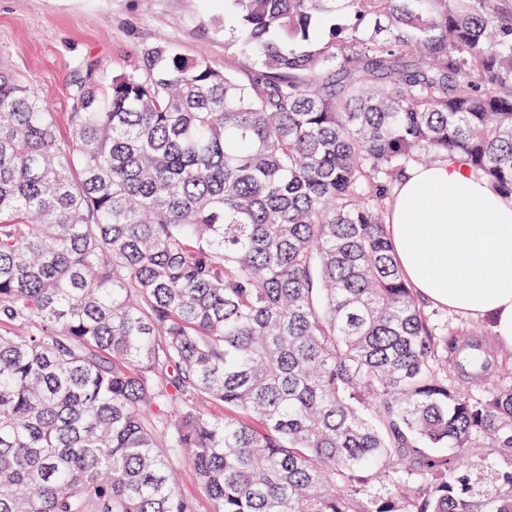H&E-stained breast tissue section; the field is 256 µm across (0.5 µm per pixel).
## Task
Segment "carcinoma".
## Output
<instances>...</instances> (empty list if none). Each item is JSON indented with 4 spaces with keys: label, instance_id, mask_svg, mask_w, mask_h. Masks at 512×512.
<instances>
[{
    "label": "carcinoma",
    "instance_id": "cac0c4a2",
    "mask_svg": "<svg viewBox=\"0 0 512 512\" xmlns=\"http://www.w3.org/2000/svg\"><path fill=\"white\" fill-rule=\"evenodd\" d=\"M219 70L155 42L0 71V512H512V384L459 359L387 232L414 166L512 201V0H224ZM220 406L223 416L210 413ZM173 467L182 493L197 500V512H209L210 505L200 490L193 467L183 459L174 460Z\"/></svg>",
    "mask_w": 512,
    "mask_h": 512
}]
</instances>
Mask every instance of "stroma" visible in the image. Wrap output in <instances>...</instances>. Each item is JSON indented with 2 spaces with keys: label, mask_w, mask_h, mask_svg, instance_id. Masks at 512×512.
<instances>
[{
  "label": "stroma",
  "mask_w": 512,
  "mask_h": 512,
  "mask_svg": "<svg viewBox=\"0 0 512 512\" xmlns=\"http://www.w3.org/2000/svg\"><path fill=\"white\" fill-rule=\"evenodd\" d=\"M230 35L224 0H0V69L49 100L62 141L70 83L91 63L128 70L161 40L220 69Z\"/></svg>",
  "instance_id": "stroma-1"
}]
</instances>
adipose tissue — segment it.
Listing matches in <instances>:
<instances>
[{
	"instance_id": "obj_1",
	"label": "adipose tissue",
	"mask_w": 512,
	"mask_h": 512,
	"mask_svg": "<svg viewBox=\"0 0 512 512\" xmlns=\"http://www.w3.org/2000/svg\"><path fill=\"white\" fill-rule=\"evenodd\" d=\"M387 228L411 288L488 321L499 348L512 352V202L458 166L422 165L399 186Z\"/></svg>"
}]
</instances>
